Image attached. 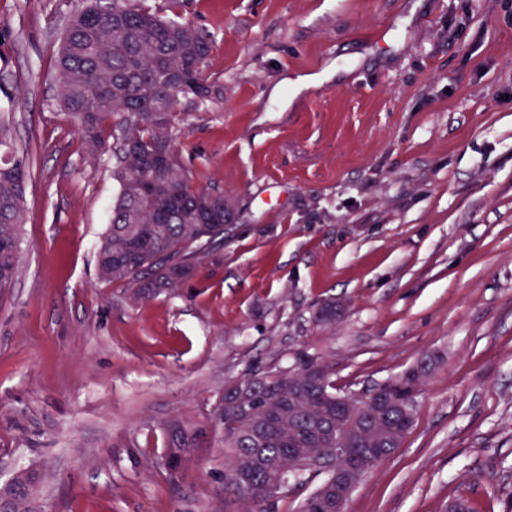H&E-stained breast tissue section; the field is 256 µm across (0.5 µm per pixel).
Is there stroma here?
Segmentation results:
<instances>
[{
	"mask_svg": "<svg viewBox=\"0 0 512 512\" xmlns=\"http://www.w3.org/2000/svg\"><path fill=\"white\" fill-rule=\"evenodd\" d=\"M145 3L213 41L176 151L237 219L178 296L100 281L112 156L85 153L53 79L83 2L0 0V116L30 157L0 288V484L38 467L41 512H243L219 441L167 473L163 423L211 425L227 382L299 350L353 392L429 355L411 432L349 512H505L512 0ZM323 302L343 309L328 326Z\"/></svg>",
	"mask_w": 512,
	"mask_h": 512,
	"instance_id": "obj_1",
	"label": "stroma"
}]
</instances>
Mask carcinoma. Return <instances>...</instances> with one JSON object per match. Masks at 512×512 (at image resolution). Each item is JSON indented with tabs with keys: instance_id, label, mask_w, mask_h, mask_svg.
<instances>
[{
	"instance_id": "1",
	"label": "carcinoma",
	"mask_w": 512,
	"mask_h": 512,
	"mask_svg": "<svg viewBox=\"0 0 512 512\" xmlns=\"http://www.w3.org/2000/svg\"><path fill=\"white\" fill-rule=\"evenodd\" d=\"M211 43L200 31L164 20L144 0L97 2L78 11L64 30L56 62L61 108L93 154L112 150V177L118 190L112 216L97 252L100 279L123 283L135 301L173 295L195 276L204 259L224 245V227L234 223V208L219 191L193 184L174 148L173 107L181 97L207 100L210 85L204 65ZM29 159L12 146L11 131L0 120V288L9 285L20 261ZM318 364L311 354H296L292 367L250 373L234 381L257 412L268 398L296 382ZM327 393L312 392L296 405L299 418L331 401L336 385L323 369ZM415 372L409 368L385 381L392 406L375 420L379 447L394 448V437L412 426L403 411ZM280 432L256 447L240 407L220 401L214 430L221 432L227 466L242 458L264 464L288 462V415ZM167 456L187 458L204 447L206 428L173 421L165 425ZM267 472L255 474L256 495L246 512H275L277 500L262 494Z\"/></svg>"
}]
</instances>
